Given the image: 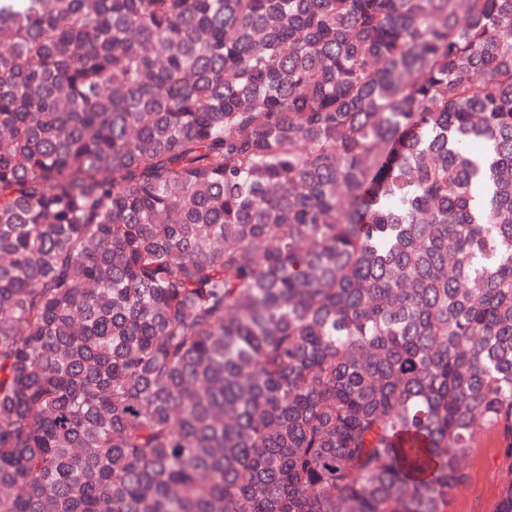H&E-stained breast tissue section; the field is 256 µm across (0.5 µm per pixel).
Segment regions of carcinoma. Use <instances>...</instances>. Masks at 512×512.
<instances>
[{"label": "carcinoma", "instance_id": "obj_1", "mask_svg": "<svg viewBox=\"0 0 512 512\" xmlns=\"http://www.w3.org/2000/svg\"><path fill=\"white\" fill-rule=\"evenodd\" d=\"M512 512V0H0V512ZM466 487L448 500V512H496L506 466L494 430H484L464 456Z\"/></svg>", "mask_w": 512, "mask_h": 512}]
</instances>
